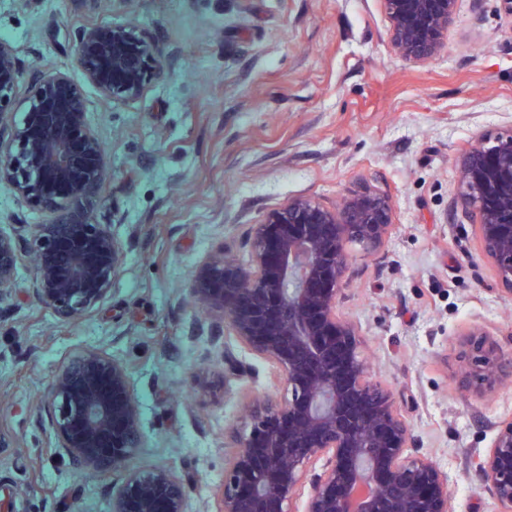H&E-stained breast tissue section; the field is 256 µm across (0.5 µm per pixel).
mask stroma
I'll list each match as a JSON object with an SVG mask.
<instances>
[{
	"mask_svg": "<svg viewBox=\"0 0 512 512\" xmlns=\"http://www.w3.org/2000/svg\"><path fill=\"white\" fill-rule=\"evenodd\" d=\"M133 26L160 48L164 75L134 102L112 101L76 66L86 26ZM0 42L21 86L67 72L105 148L97 212L122 247L108 297L60 322L32 300L22 265L0 303V500L9 512H112V483L54 453L40 402L56 369L96 348L126 362L142 414L140 464L188 475L186 512H217L233 451L225 428L243 401L287 399L275 370L220 313L188 301L213 254L247 259L253 225L296 197L327 208L364 187L386 196L380 254L349 248L343 314L360 328L372 375L395 393L414 454L447 472L451 512H500L467 466L512 415V378L466 395L454 377L466 334L512 356V301L457 205V161L512 128V18L498 0H460L446 46L410 65L395 54L381 0H0ZM48 216L0 185V228ZM254 375L224 380V349Z\"/></svg>",
	"mask_w": 512,
	"mask_h": 512,
	"instance_id": "1",
	"label": "stroma"
}]
</instances>
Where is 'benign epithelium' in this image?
Masks as SVG:
<instances>
[{
  "instance_id": "7a95c632",
  "label": "benign epithelium",
  "mask_w": 512,
  "mask_h": 512,
  "mask_svg": "<svg viewBox=\"0 0 512 512\" xmlns=\"http://www.w3.org/2000/svg\"><path fill=\"white\" fill-rule=\"evenodd\" d=\"M398 57L427 62L445 46L459 0H382ZM74 57L107 99L135 101L161 78L159 49L135 27L82 28ZM20 91L13 49L0 43V185L47 212L45 224L0 230V303L11 298L24 257L34 260L33 298L66 323L85 318L112 289L121 247L94 219L106 180L104 151L68 73L51 71L26 92L23 119L3 124ZM458 203L475 220L480 255L499 291L512 298V129L478 139L457 165ZM392 226V206L366 189L327 209L288 200L254 225L249 259L221 254L196 270L189 294L219 311L236 339L270 363L288 399L244 405L243 428L224 432L234 449L218 512H449L448 474L408 453L409 424L393 390L374 379L359 326L340 305L347 247L374 255ZM456 383L480 394L498 389L506 361L474 330L464 342ZM252 368L224 351V377ZM43 411L55 447L98 478H117L112 512H185L189 478L133 464L141 447L140 410L127 365L87 350L57 370ZM490 448L471 462L477 487L512 512V416L492 425Z\"/></svg>"
}]
</instances>
